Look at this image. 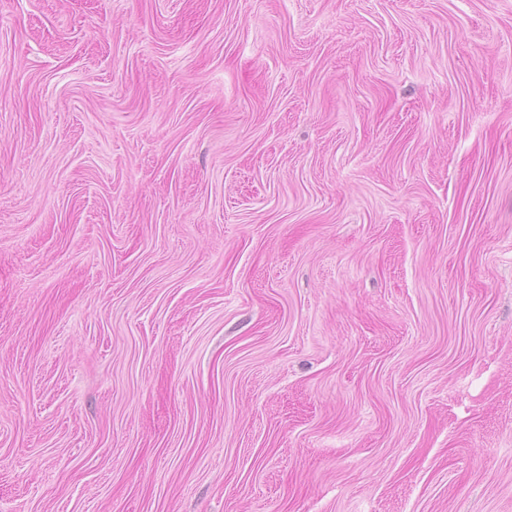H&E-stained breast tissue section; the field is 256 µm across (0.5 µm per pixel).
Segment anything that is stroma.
<instances>
[{
    "instance_id": "stroma-1",
    "label": "stroma",
    "mask_w": 512,
    "mask_h": 512,
    "mask_svg": "<svg viewBox=\"0 0 512 512\" xmlns=\"http://www.w3.org/2000/svg\"><path fill=\"white\" fill-rule=\"evenodd\" d=\"M0 512H512V0H0Z\"/></svg>"
}]
</instances>
